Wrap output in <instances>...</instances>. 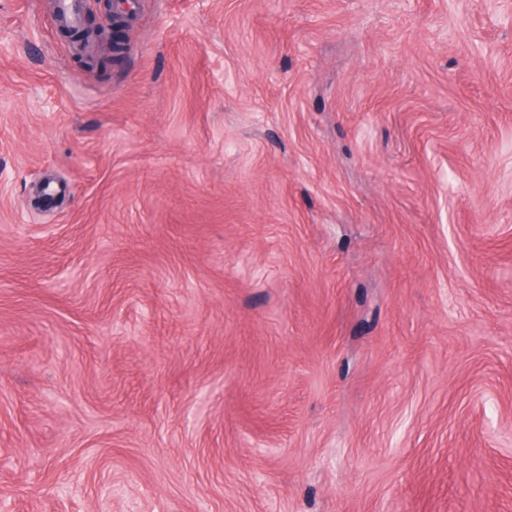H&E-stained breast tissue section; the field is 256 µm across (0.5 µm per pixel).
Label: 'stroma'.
Returning <instances> with one entry per match:
<instances>
[{"instance_id":"stroma-1","label":"stroma","mask_w":512,"mask_h":512,"mask_svg":"<svg viewBox=\"0 0 512 512\" xmlns=\"http://www.w3.org/2000/svg\"><path fill=\"white\" fill-rule=\"evenodd\" d=\"M128 36L0 0V500L512 512V0Z\"/></svg>"}]
</instances>
